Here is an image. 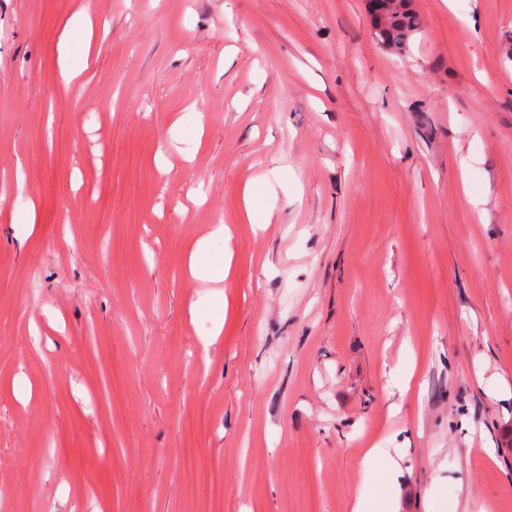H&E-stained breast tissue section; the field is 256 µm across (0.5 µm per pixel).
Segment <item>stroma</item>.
<instances>
[{
    "label": "stroma",
    "mask_w": 512,
    "mask_h": 512,
    "mask_svg": "<svg viewBox=\"0 0 512 512\" xmlns=\"http://www.w3.org/2000/svg\"><path fill=\"white\" fill-rule=\"evenodd\" d=\"M412 6L0 0V512H512V0ZM401 9L385 26L374 24L375 34L381 44H392L406 50L410 38L421 28L422 22L418 14L411 8V0H399ZM90 20L86 15H74L66 24L61 37V51H68L70 43L76 39H82L85 44L88 43L90 32ZM189 265L192 275L204 282L220 284L224 282L226 272L224 264L215 266L208 254V245L205 242H199L195 250L191 253Z\"/></svg>",
    "instance_id": "1"
}]
</instances>
